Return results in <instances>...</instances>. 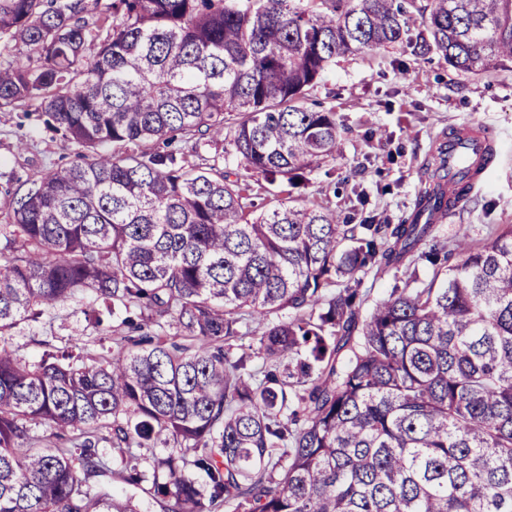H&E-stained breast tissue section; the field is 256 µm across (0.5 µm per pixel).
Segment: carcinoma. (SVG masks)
<instances>
[{
    "label": "carcinoma",
    "instance_id": "carcinoma-1",
    "mask_svg": "<svg viewBox=\"0 0 512 512\" xmlns=\"http://www.w3.org/2000/svg\"><path fill=\"white\" fill-rule=\"evenodd\" d=\"M386 45L511 72L512 0H0V109L36 104L77 150L4 212L0 333L87 290L160 329L114 339L102 362L0 349V512H140L89 491L102 442L164 512H512V225L462 238L450 268L420 251L451 210L441 153L400 224H340L288 190L338 149L309 91L336 58ZM170 134L191 151L159 150ZM219 144L259 178L202 159ZM416 254L433 277L365 319L358 289L327 292ZM246 316L261 379L234 351ZM33 423L74 436L35 448ZM168 440L195 459L153 458L163 481L147 490L130 449Z\"/></svg>",
    "mask_w": 512,
    "mask_h": 512
}]
</instances>
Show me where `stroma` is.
Masks as SVG:
<instances>
[{
	"mask_svg": "<svg viewBox=\"0 0 512 512\" xmlns=\"http://www.w3.org/2000/svg\"><path fill=\"white\" fill-rule=\"evenodd\" d=\"M335 114L340 150L321 169L293 188L297 203L318 201L336 210L341 222L370 216L378 224L401 223L413 211L424 187V172L443 134L467 124L484 127L495 139L496 159L480 186L435 231L460 260V237L483 243L501 225L512 224V73L476 76L450 69L436 52L412 55L410 49L377 47L357 57L338 58L308 95ZM19 110L0 111V169L26 178L72 164V144L47 129L38 115L20 120ZM406 268L358 273L354 286L364 298L362 314L375 301L404 287ZM102 302L84 293L57 304L38 319L19 322L0 337V348L27 364L45 352L80 342L84 354L108 356L114 338L126 335L122 313L96 323Z\"/></svg>",
	"mask_w": 512,
	"mask_h": 512,
	"instance_id": "35a3bbf8",
	"label": "stroma"
}]
</instances>
